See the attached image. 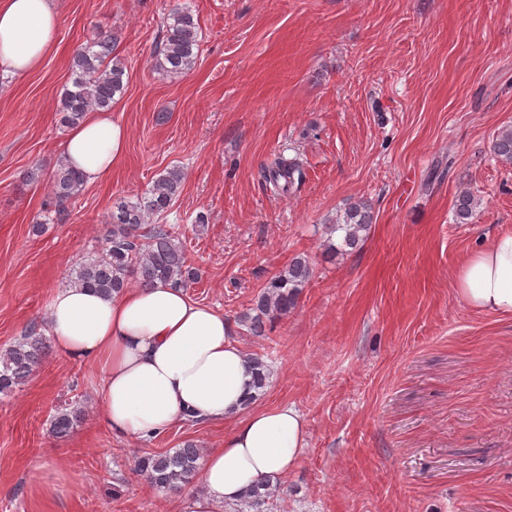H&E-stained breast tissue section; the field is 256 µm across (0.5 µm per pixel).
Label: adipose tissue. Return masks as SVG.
<instances>
[{
	"label": "adipose tissue",
	"instance_id": "obj_1",
	"mask_svg": "<svg viewBox=\"0 0 512 512\" xmlns=\"http://www.w3.org/2000/svg\"><path fill=\"white\" fill-rule=\"evenodd\" d=\"M53 0H0V71L38 70L57 44ZM126 128L108 112L89 113L62 148L88 183L105 179L123 156ZM470 308L512 314V232L470 255L455 279ZM48 330L60 353L91 363L101 377L102 417L116 435L147 439L189 418L234 420L222 447L201 462L203 492L183 512H218L252 485L288 476L306 446L307 426L291 406L251 409L253 366L222 312L166 284L104 296L58 289Z\"/></svg>",
	"mask_w": 512,
	"mask_h": 512
}]
</instances>
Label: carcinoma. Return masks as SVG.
I'll return each instance as SVG.
<instances>
[{
  "label": "carcinoma",
  "mask_w": 512,
  "mask_h": 512,
  "mask_svg": "<svg viewBox=\"0 0 512 512\" xmlns=\"http://www.w3.org/2000/svg\"><path fill=\"white\" fill-rule=\"evenodd\" d=\"M199 53V26L187 8L170 13L161 42L153 53V67L162 75L177 79L195 66ZM129 79L124 60L115 54V37L98 32L72 56L70 86L61 96L58 112L64 126L79 124L92 110H110L124 94ZM497 159L512 164V129L500 131L493 140ZM264 182L276 192L288 193L303 181V168L296 157H278L274 164L261 170ZM185 174L172 167L161 173L144 195L120 203L112 213V229L105 238L99 256L80 263L74 269L72 284L90 288L110 296L136 284L151 288L157 283L175 288H188L198 279L197 269L188 261L182 247L154 219L166 214L180 195ZM50 195L56 214L78 197L86 181L81 171L60 164L51 172ZM479 201L469 192L460 194L455 204L456 220L469 223ZM370 207L358 200L348 204L343 216L331 225L330 232L339 234L341 244L328 242L325 253L357 249L372 224ZM313 268L308 260L297 257L275 275L254 300L253 307L240 316L249 331L263 335L267 325L285 317L298 302L302 288L311 280ZM49 351L44 333L33 326L10 347L0 351V394H8L23 384L41 364ZM255 366L256 393L265 390L268 368L259 357H250ZM83 415L80 404L65 403L56 408L50 428L58 438L69 436ZM201 450L187 441L182 447L163 453H148L139 458L137 469L144 479L161 491H179L189 485L200 468ZM280 483L267 480L247 489L233 505L234 512H266L270 500L277 496Z\"/></svg>",
  "instance_id": "cac0c4a2"
}]
</instances>
